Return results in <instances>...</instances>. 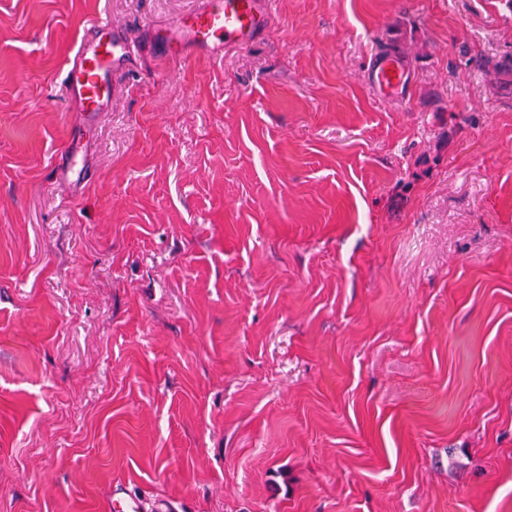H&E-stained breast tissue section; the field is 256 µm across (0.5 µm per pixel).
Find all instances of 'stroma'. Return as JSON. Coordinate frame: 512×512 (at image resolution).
Listing matches in <instances>:
<instances>
[{
  "label": "stroma",
  "instance_id": "stroma-1",
  "mask_svg": "<svg viewBox=\"0 0 512 512\" xmlns=\"http://www.w3.org/2000/svg\"><path fill=\"white\" fill-rule=\"evenodd\" d=\"M199 5L0 0V512H512V0H275L168 64ZM99 16L141 37L89 115ZM274 0H203L169 26L149 28L160 53L178 62L194 52L217 56L249 47L271 22ZM138 43L128 29L98 18L71 49L60 75L68 99L82 112L108 111L117 77L129 71ZM407 75L397 57H382L369 74V85L381 97L403 90Z\"/></svg>",
  "mask_w": 512,
  "mask_h": 512
}]
</instances>
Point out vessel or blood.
<instances>
[{"label":"vessel or blood","instance_id":"obj_1","mask_svg":"<svg viewBox=\"0 0 512 512\" xmlns=\"http://www.w3.org/2000/svg\"><path fill=\"white\" fill-rule=\"evenodd\" d=\"M274 0H203L202 7L169 26L152 27L160 53L181 61L192 53L218 55L227 48L249 47L270 23ZM138 43L128 29L103 18L90 23L71 49L60 75L68 99L81 111H108L117 78L129 71ZM407 75L399 58L383 57L369 74L379 96L403 90Z\"/></svg>","mask_w":512,"mask_h":512}]
</instances>
